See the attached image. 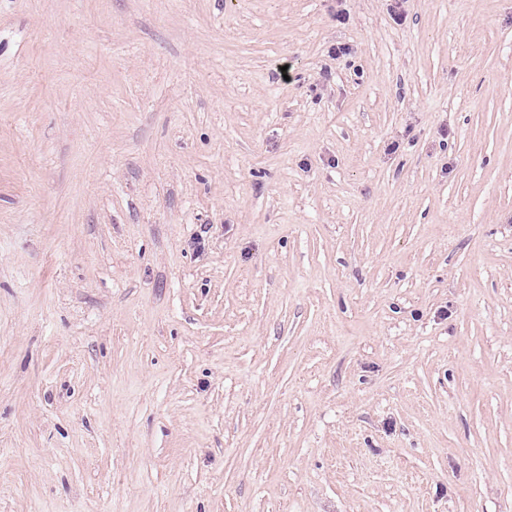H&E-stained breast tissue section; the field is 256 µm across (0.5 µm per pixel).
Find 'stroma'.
Masks as SVG:
<instances>
[{"label":"stroma","instance_id":"1","mask_svg":"<svg viewBox=\"0 0 512 512\" xmlns=\"http://www.w3.org/2000/svg\"><path fill=\"white\" fill-rule=\"evenodd\" d=\"M0 512H512V0H0Z\"/></svg>","mask_w":512,"mask_h":512}]
</instances>
